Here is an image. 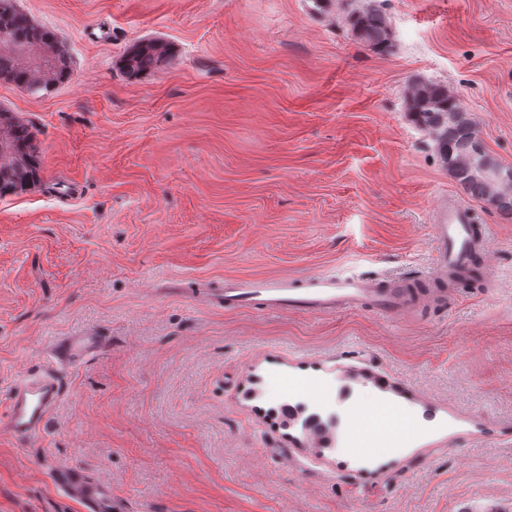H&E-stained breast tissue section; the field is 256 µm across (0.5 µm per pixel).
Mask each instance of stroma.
Here are the masks:
<instances>
[{
  "instance_id": "obj_1",
  "label": "stroma",
  "mask_w": 512,
  "mask_h": 512,
  "mask_svg": "<svg viewBox=\"0 0 512 512\" xmlns=\"http://www.w3.org/2000/svg\"><path fill=\"white\" fill-rule=\"evenodd\" d=\"M367 0H17L69 77L0 78L39 179L0 197V407L61 336L109 346L63 370L41 446L0 436V512H83L55 467L117 512H483L512 508V218L471 201L487 268L434 273L430 217L463 197L407 115L448 85L512 166V0H381L389 53L347 22ZM142 40L171 56L127 78ZM362 276L411 286L403 312L226 311L209 287ZM259 379V398L246 392ZM331 389L318 447L270 414L277 388ZM386 402L407 432L365 453L351 414ZM54 483L63 493L79 499L85 512H112V492L99 480L72 467H62Z\"/></svg>"
}]
</instances>
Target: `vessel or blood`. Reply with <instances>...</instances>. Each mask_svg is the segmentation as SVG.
<instances>
[{
	"instance_id": "obj_1",
	"label": "vessel or blood",
	"mask_w": 512,
	"mask_h": 512,
	"mask_svg": "<svg viewBox=\"0 0 512 512\" xmlns=\"http://www.w3.org/2000/svg\"><path fill=\"white\" fill-rule=\"evenodd\" d=\"M474 222L471 208L456 199L442 201L437 206L431 224L436 271L443 273L456 268L483 250L484 241L476 234ZM211 301L227 311L258 303L269 310L314 313L368 306L373 312L389 315L406 308L408 295L393 280L313 276L300 288L266 280L246 281L216 290ZM105 343V337L94 335L57 339L49 350L48 365L42 375L32 381L18 382L12 388L7 412L0 415V432L27 443L41 440L49 417L62 396L56 366H77ZM54 483L63 493L79 499L84 512H112L111 490L83 471L60 468L54 475Z\"/></svg>"
}]
</instances>
